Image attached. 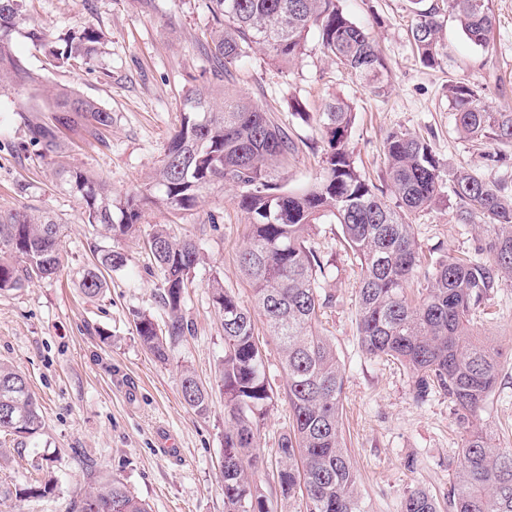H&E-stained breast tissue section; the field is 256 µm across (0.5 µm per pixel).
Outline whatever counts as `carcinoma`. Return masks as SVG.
<instances>
[{
  "mask_svg": "<svg viewBox=\"0 0 512 512\" xmlns=\"http://www.w3.org/2000/svg\"><path fill=\"white\" fill-rule=\"evenodd\" d=\"M25 2L0 0L1 90L35 82L13 43L26 20ZM411 3L410 37L425 66L440 64L447 14L456 18L472 43L488 44L494 26L489 0ZM209 9L217 27L207 57L218 80L231 78L230 66L255 49L280 67L293 64L314 31L326 58L350 70L373 92L387 89L388 69L375 36L349 19L341 0H209ZM28 37L61 66L72 60L87 65L99 53L102 32L89 25L71 33L62 48L35 28ZM448 91L456 128L464 137L512 142V112L486 108L478 91L465 83L451 84ZM354 120L345 99L336 97L326 104L319 117L328 145L321 172L312 185L296 192L279 183L280 170L296 151L288 132L244 98L226 96L215 106L206 87L185 96L180 124L146 191L116 200L91 172L60 167L59 182L80 197L87 222L114 242L101 250L93 267L82 270L79 288L97 297L105 290L104 273L127 264L115 242L140 231L144 206L190 211L215 184L239 188L237 205L249 221L239 266L251 288L252 307L242 305L222 279L209 284L212 304L224 316V358L217 381L224 396V512H270L257 483L259 425L281 395L288 401L292 423L278 443L280 495L288 500L299 497L303 512H364L342 434L344 371L334 344L319 328V312L330 303L319 291L327 271L308 244L318 220L334 221L360 265L357 332L363 352L403 364L416 400L442 392L452 404L462 434L461 469L448 493V512H512V450L495 443L484 415L502 352L470 332L473 314L503 283L512 282V190L467 171L449 173L425 138L395 130L385 141L386 176L394 196L390 201L356 164L349 147ZM78 124L95 134L112 126V113L70 89H58L53 123L32 124V142L52 153L60 130ZM448 180L457 199L455 220H478L488 233L486 258L440 261L424 297L414 304L407 286L419 245L406 217L436 203ZM147 245L169 321L163 331L151 316L139 313L135 330L143 348L166 363L172 341L189 331L181 308L201 255L193 240L172 237L162 224L154 226ZM63 258V225L54 217L26 210L0 212V292L56 276ZM257 314L264 319L286 375L281 392L267 376L266 352L254 336ZM212 391L183 370L181 396L194 413L208 414ZM41 429L27 376L0 364V433L24 447ZM53 489L51 478L24 486L0 484V497L44 498ZM71 512H149V507L121 481L102 478L76 493ZM402 512H438L437 503L426 490L413 488L403 499Z\"/></svg>",
  "mask_w": 512,
  "mask_h": 512,
  "instance_id": "cac0c4a2",
  "label": "carcinoma"
}]
</instances>
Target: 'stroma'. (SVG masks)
<instances>
[{
    "label": "stroma",
    "instance_id": "stroma-1",
    "mask_svg": "<svg viewBox=\"0 0 512 512\" xmlns=\"http://www.w3.org/2000/svg\"><path fill=\"white\" fill-rule=\"evenodd\" d=\"M347 16L375 35L388 68V91L378 96L321 53L309 36L303 55L286 69L263 53H249L230 79L215 80L205 47L215 20L207 0H30V25L49 38L92 25L104 45L89 68L55 67L25 33L14 38L17 55L36 78L33 85L0 95V211L47 212L67 227L63 267L57 278L0 293V363L29 379L43 418L41 435L27 447L0 439L10 456L0 483L29 481L35 467L48 470L57 487L45 498L0 501V512H69L76 490L102 477L120 479L151 512H224L220 462L224 456V400L214 394L208 415L184 404L180 375L190 369L213 385L224 355L221 317L208 285L221 278L243 304L251 291L238 271L248 220L237 206L238 188L215 187L191 211L146 208L138 236L120 249L128 261L109 272L103 295L87 298L78 273L109 247L87 224L74 193L58 186V166H76L104 181L113 198L143 188L162 159L181 119L188 91L211 86L215 102L250 98L270 112L297 150L280 174L285 189L316 179L327 147L319 126L326 101L340 96L356 112L350 146L366 177L384 186L385 138L402 128L427 139L449 169L512 184V143L464 139L455 127L448 85L474 86L486 106L512 112V0H489L495 18L489 47L471 44L453 17L444 20L440 66L421 64L408 37L410 0H342ZM75 89L111 112L110 128L90 135L63 131L51 155L31 141L29 125L52 116L51 92ZM299 100L309 120L288 106ZM499 153L497 165L483 156ZM409 224L420 247V265L409 295L420 300L437 263L450 256H479L481 229L455 220V200L443 189L439 203L413 212ZM193 239L205 260L192 274L182 313L191 332L171 346L167 363L140 344L134 312L158 325L168 316L161 280L145 241L153 225ZM309 242L333 266L324 285L330 303L321 329L330 336L345 372L344 441L358 479L365 512H401L413 487L448 505V489L461 459V434L444 393L415 401L411 378L398 362L367 356L357 333L359 268L342 241L340 225L323 221ZM473 335L502 352L498 384L486 415L501 447L512 448V284L499 288L471 321ZM286 400H278L261 426L262 487L273 512H300L274 482L280 435L289 425Z\"/></svg>",
    "mask_w": 512,
    "mask_h": 512
}]
</instances>
